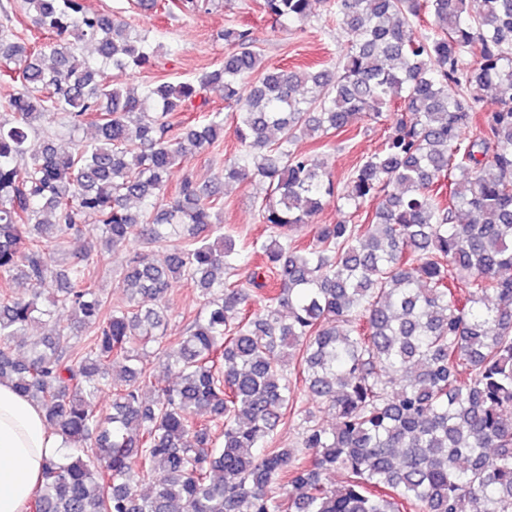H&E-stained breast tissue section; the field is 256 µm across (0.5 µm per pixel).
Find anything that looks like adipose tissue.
Wrapping results in <instances>:
<instances>
[{
  "mask_svg": "<svg viewBox=\"0 0 512 512\" xmlns=\"http://www.w3.org/2000/svg\"><path fill=\"white\" fill-rule=\"evenodd\" d=\"M66 445L47 428L39 406L0 381V512H24L45 462Z\"/></svg>",
  "mask_w": 512,
  "mask_h": 512,
  "instance_id": "ef3b65f1",
  "label": "adipose tissue"
}]
</instances>
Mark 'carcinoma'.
Returning a JSON list of instances; mask_svg holds the SVG:
<instances>
[{"instance_id":"1","label":"carcinoma","mask_w":512,"mask_h":512,"mask_svg":"<svg viewBox=\"0 0 512 512\" xmlns=\"http://www.w3.org/2000/svg\"><path fill=\"white\" fill-rule=\"evenodd\" d=\"M327 3L348 34L334 70L267 67L251 29H226L237 51L219 68L139 91L106 71L153 67L162 45L112 13L24 0L49 41L0 30V74L16 83L0 120V381L83 452L46 462L29 512H512V0ZM263 7L287 28L312 0ZM423 8L435 31L416 38ZM473 86L493 88L497 107L478 109ZM213 94L235 108L244 148L224 182L265 188L270 234L251 262L224 235L214 182L166 178L223 138L219 112L169 135L175 113ZM58 113L94 135L62 148L45 128ZM384 117L388 134L341 190L298 148ZM331 198L348 218L313 224ZM81 224L108 248L167 255L131 258L108 306L86 279L92 250L54 265L49 244ZM19 279L26 297L13 295ZM174 279L205 302L168 341ZM252 290L266 295L258 311ZM35 324L48 332L31 335ZM152 342L174 376L159 389L138 352ZM119 358L124 385L104 415L95 399ZM292 363L336 425L307 411L299 446L270 448L294 407Z\"/></svg>"}]
</instances>
